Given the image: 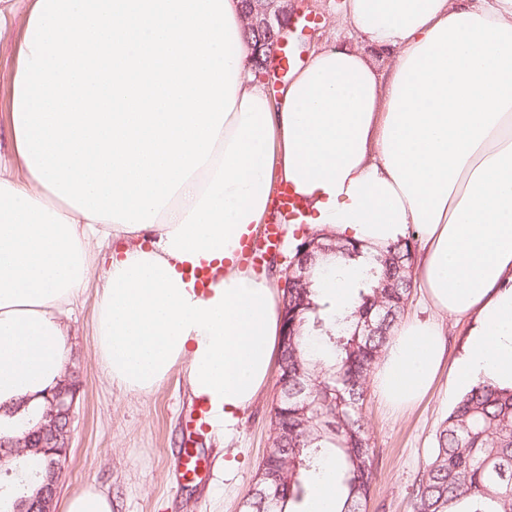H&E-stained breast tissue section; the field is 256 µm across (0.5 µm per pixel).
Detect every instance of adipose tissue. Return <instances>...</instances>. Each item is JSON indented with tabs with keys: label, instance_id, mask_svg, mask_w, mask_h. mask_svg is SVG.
Segmentation results:
<instances>
[{
	"label": "adipose tissue",
	"instance_id": "ef3b65f1",
	"mask_svg": "<svg viewBox=\"0 0 512 512\" xmlns=\"http://www.w3.org/2000/svg\"><path fill=\"white\" fill-rule=\"evenodd\" d=\"M342 10L359 45L314 53L274 110L241 0H28L0 160V434L41 419L91 289L113 386L148 395L186 365L210 431L235 436L282 333L280 293L241 255L276 182L300 201L285 240L418 243L437 317L393 328L372 374L387 407L443 370L512 388V0ZM446 319L472 322L450 367Z\"/></svg>",
	"mask_w": 512,
	"mask_h": 512
}]
</instances>
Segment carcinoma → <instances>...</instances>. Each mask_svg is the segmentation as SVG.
<instances>
[{
  "mask_svg": "<svg viewBox=\"0 0 512 512\" xmlns=\"http://www.w3.org/2000/svg\"><path fill=\"white\" fill-rule=\"evenodd\" d=\"M334 251L310 265L295 335L278 358V395L271 421L273 451L259 466L246 512H296L312 492L325 461L336 459L344 490L339 512H363L375 455L362 418L369 375L404 313L411 293L413 239L367 256L354 242L333 240ZM359 265L350 305L318 297L314 278L337 265ZM22 481L0 475V512H23ZM413 512H512V389L479 382L443 422L430 460L412 485Z\"/></svg>",
  "mask_w": 512,
  "mask_h": 512,
  "instance_id": "carcinoma-1",
  "label": "carcinoma"
}]
</instances>
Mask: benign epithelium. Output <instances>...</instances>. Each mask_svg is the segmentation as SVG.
Masks as SVG:
<instances>
[{"label": "benign epithelium", "mask_w": 512, "mask_h": 512, "mask_svg": "<svg viewBox=\"0 0 512 512\" xmlns=\"http://www.w3.org/2000/svg\"><path fill=\"white\" fill-rule=\"evenodd\" d=\"M313 17L308 0H252L247 20L250 28L259 34L268 33L260 39L259 48L264 50L268 64L278 62L282 49L287 44L285 34L297 33L299 37H312L314 29L298 28L303 15ZM301 259L293 261L285 269L282 291L298 288L308 278L311 260L315 254L328 252L326 244L318 238L304 239L301 247ZM79 385L67 378L62 386L46 396L48 402V423L41 430L23 439L0 440V464L6 459L22 455L29 450L43 457L46 471L41 492L34 499L31 512H52L56 497L59 462L70 448L73 413Z\"/></svg>", "instance_id": "1"}]
</instances>
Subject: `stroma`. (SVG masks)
I'll list each match as a JSON object with an SVG mask.
<instances>
[{"label": "stroma", "mask_w": 512, "mask_h": 512, "mask_svg": "<svg viewBox=\"0 0 512 512\" xmlns=\"http://www.w3.org/2000/svg\"><path fill=\"white\" fill-rule=\"evenodd\" d=\"M340 0H315L320 23L298 59L306 66L318 48L354 39L337 11ZM15 41H0V155L11 154L8 122L10 77ZM95 295L86 292L69 324L67 372L81 384L74 409L72 445L60 470L56 503L90 485L112 495V512H242L255 475L272 449L270 420L277 386L268 384L241 419L230 441L207 433L199 448L210 463L199 484L178 479L175 462L182 448V415L193 401L186 367H176L148 396L128 395L113 387L96 355ZM462 388L440 378L431 394L410 413L392 415L375 392L362 409L375 471L365 512H412V484L430 459L436 436ZM236 457L234 470L224 461Z\"/></svg>", "instance_id": "35a3bbf8"}]
</instances>
